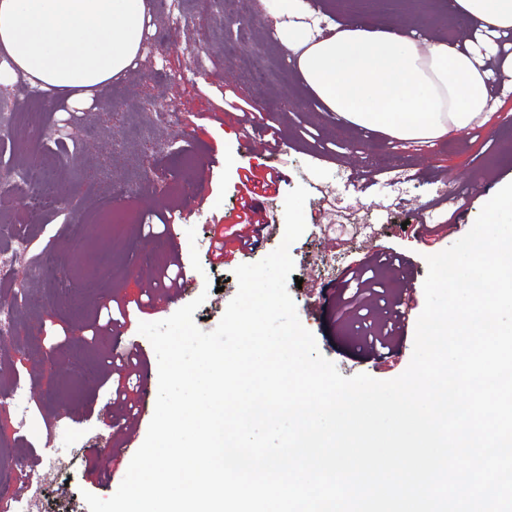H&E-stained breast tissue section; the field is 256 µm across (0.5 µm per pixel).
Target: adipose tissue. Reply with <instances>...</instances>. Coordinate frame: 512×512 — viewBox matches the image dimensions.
<instances>
[{
  "label": "adipose tissue",
  "instance_id": "1",
  "mask_svg": "<svg viewBox=\"0 0 512 512\" xmlns=\"http://www.w3.org/2000/svg\"><path fill=\"white\" fill-rule=\"evenodd\" d=\"M151 0H0V86L25 80L60 105L90 108L141 55ZM463 42L420 45L414 30L358 21L314 35L306 0H289L277 30L321 112L393 140H437L496 109L493 77L512 84V0H443Z\"/></svg>",
  "mask_w": 512,
  "mask_h": 512
}]
</instances>
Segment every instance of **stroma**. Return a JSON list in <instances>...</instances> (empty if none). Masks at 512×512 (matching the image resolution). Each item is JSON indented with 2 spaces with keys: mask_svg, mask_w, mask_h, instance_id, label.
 Returning <instances> with one entry per match:
<instances>
[{
  "mask_svg": "<svg viewBox=\"0 0 512 512\" xmlns=\"http://www.w3.org/2000/svg\"><path fill=\"white\" fill-rule=\"evenodd\" d=\"M235 9L246 21L228 36L212 0H179V27L155 19L137 68L113 82L96 111L60 112L22 83L4 93L21 113L11 137L0 143V167L39 161L58 200L34 211L20 185L0 187V219L12 222L26 241L13 256L12 277L0 278V303L19 291L26 296L14 312L12 333L0 335V485L23 478L31 483L29 494L12 500L10 512H89L85 493L103 499L115 493L134 455L125 436L134 433L143 443L154 408L133 417L120 412L103 382L104 358L113 348L136 345L140 364L125 385L128 399L138 403L141 386L157 389L156 354L139 323L166 319L197 299L196 325L213 330L237 293L235 269L261 261L281 244L284 201L294 188L309 192L306 229L290 248L295 278L287 288L298 318L343 376L390 380L412 357L427 256L463 237L494 186L512 181V124L503 121L512 115V92L483 125L422 145L344 128L313 107L286 114L282 102L305 101L309 93L277 38L276 19L262 0H236ZM255 55L269 67L265 78L243 67ZM228 95L264 109L288 151L245 150L244 136L259 130L225 107ZM158 107L167 112V124L156 123ZM62 122L68 137L58 146L50 131ZM396 167L412 180L395 204L384 180ZM339 168L350 176L348 206L376 228L370 237H354L331 222L332 205L318 187ZM275 172L279 181L257 204L258 219L274 225L273 234L251 252L228 239L223 260L214 259L209 245L215 233L243 221L241 201L252 182ZM437 181L447 184L452 199L435 198ZM119 206L140 221L107 231ZM449 218L455 226L446 234L427 238L419 229ZM72 224L89 227L81 243L70 237ZM391 252L403 257V265H376L375 275L391 298L412 295L414 308L394 356L379 360L363 349L358 320L340 316L338 308L346 268ZM46 254L67 268L65 285L40 270ZM144 255L154 268L177 261L190 271L176 302L165 303L166 289L135 281L133 268ZM328 255L341 257V271L321 270ZM111 262L122 271L107 280ZM110 306L124 308L123 322L105 323ZM46 442L55 460L23 469V460ZM107 443L119 455L109 479L101 481L88 473L85 451Z\"/></svg>",
  "mask_w": 512,
  "mask_h": 512,
  "instance_id": "obj_1",
  "label": "stroma"
}]
</instances>
